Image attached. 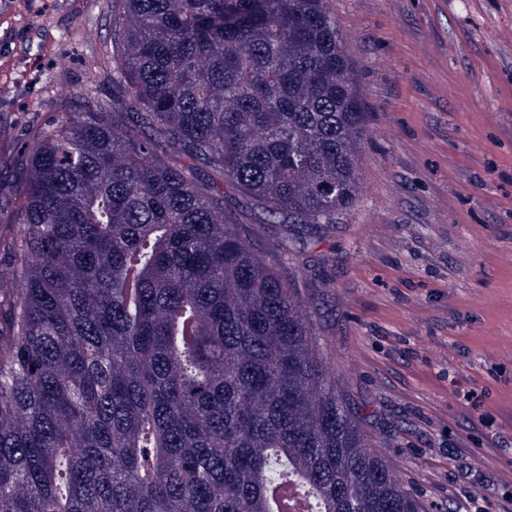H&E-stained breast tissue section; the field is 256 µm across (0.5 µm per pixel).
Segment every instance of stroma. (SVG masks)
<instances>
[{
	"label": "stroma",
	"mask_w": 512,
	"mask_h": 512,
	"mask_svg": "<svg viewBox=\"0 0 512 512\" xmlns=\"http://www.w3.org/2000/svg\"><path fill=\"white\" fill-rule=\"evenodd\" d=\"M367 110L355 200L282 234L370 448L452 512H512V0H331ZM108 0H0V130L112 96Z\"/></svg>",
	"instance_id": "1"
}]
</instances>
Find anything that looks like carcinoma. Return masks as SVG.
<instances>
[{"label": "carcinoma", "instance_id": "1", "mask_svg": "<svg viewBox=\"0 0 512 512\" xmlns=\"http://www.w3.org/2000/svg\"><path fill=\"white\" fill-rule=\"evenodd\" d=\"M112 101L30 126L0 210V512H430L336 387L294 241L367 112L329 0H111ZM251 212L232 215L224 189Z\"/></svg>", "mask_w": 512, "mask_h": 512}]
</instances>
